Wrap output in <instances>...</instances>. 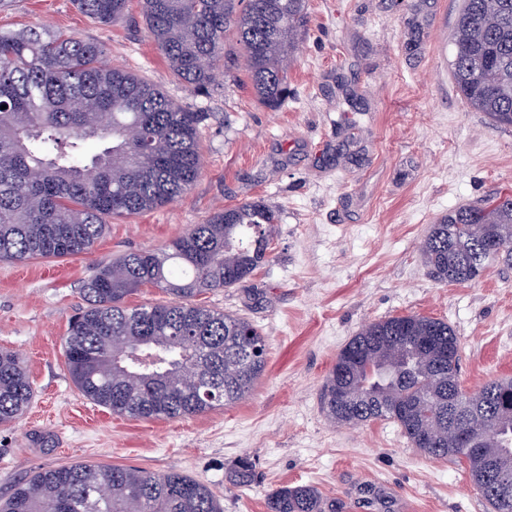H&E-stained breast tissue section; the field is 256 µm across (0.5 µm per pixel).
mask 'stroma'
Wrapping results in <instances>:
<instances>
[{
    "label": "stroma",
    "mask_w": 512,
    "mask_h": 512,
    "mask_svg": "<svg viewBox=\"0 0 512 512\" xmlns=\"http://www.w3.org/2000/svg\"><path fill=\"white\" fill-rule=\"evenodd\" d=\"M461 0H306L308 23L288 68L287 99L260 104L242 67L208 91L177 79L150 39L139 0L102 26L72 0H0V30L35 24L102 44L200 126L203 171L164 207L109 219L90 253L0 261V348L23 360L34 396L0 425V501L34 473L72 464L177 470L209 486L224 512H265L282 485L310 484L364 512V487L392 512H489L464 464L412 448L393 421L342 426L326 415L325 379L364 325L420 314L458 337L460 381L512 377V261L475 282L434 280L421 257L448 211L512 193V128L492 126L457 93L448 60ZM261 200L275 209L270 256L246 282L199 296L264 333L267 366L250 395L176 419L137 420L86 398L65 364L71 317L96 270L165 248L213 212ZM254 480L227 482L240 458Z\"/></svg>",
    "instance_id": "stroma-1"
}]
</instances>
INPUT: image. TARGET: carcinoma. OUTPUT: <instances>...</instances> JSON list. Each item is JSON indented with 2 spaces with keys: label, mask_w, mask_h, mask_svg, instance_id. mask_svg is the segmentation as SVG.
I'll use <instances>...</instances> for the list:
<instances>
[{
  "label": "carcinoma",
  "mask_w": 512,
  "mask_h": 512,
  "mask_svg": "<svg viewBox=\"0 0 512 512\" xmlns=\"http://www.w3.org/2000/svg\"><path fill=\"white\" fill-rule=\"evenodd\" d=\"M93 21L124 19L128 0H74ZM462 0L451 35L450 73L466 104L497 127H512V0ZM149 37L173 74L195 92L215 82L232 35L257 99L276 107L287 90L306 19L305 0H140ZM0 260L89 253L106 219L166 206L200 177L202 115L175 104L146 79L110 65L97 42L30 27L0 31ZM276 215L250 201L194 224L161 251L126 253L82 288L87 306L71 320L67 369L83 394L130 418L174 419L235 404L266 367V340L251 321L195 302L249 279L268 261ZM512 245V195L460 206L431 225L425 265L444 283L478 280ZM144 287L175 296L130 306ZM148 345L164 362L151 373L115 359ZM460 383V347L447 322L420 314L364 326L339 352L323 386L335 423L392 420L413 448L465 462L492 512H512V378L471 391V408L450 402ZM33 398L26 367L0 349V425L23 417ZM241 458L228 482L246 486ZM105 485L107 501L97 495ZM368 512H390L363 489ZM223 512L204 483L177 471L75 464L14 485L0 512ZM266 512H344V501L310 485L269 494Z\"/></svg>",
  "instance_id": "1"
}]
</instances>
